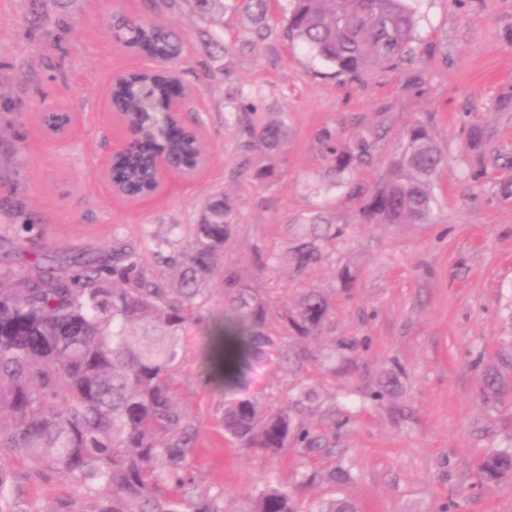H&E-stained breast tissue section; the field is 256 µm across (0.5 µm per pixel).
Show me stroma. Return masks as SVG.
Returning a JSON list of instances; mask_svg holds the SVG:
<instances>
[{"label":"stroma","instance_id":"35a3bbf8","mask_svg":"<svg viewBox=\"0 0 512 512\" xmlns=\"http://www.w3.org/2000/svg\"><path fill=\"white\" fill-rule=\"evenodd\" d=\"M417 25L410 53L352 81L282 33L288 0H273L271 33L253 34L250 14L225 0L215 15L194 0H43L45 22H29L31 0H0V273L33 271L35 254L60 259L112 251L116 238L146 253L159 239L187 243V227L217 195L235 208L224 267L245 276L278 312L317 288L330 315L310 350L357 341L350 358L307 361L298 368L274 358L253 375L249 392L266 409L286 405L312 386L317 402L301 418L319 447L253 454L225 440L216 392L198 372L206 336L191 330L174 376L176 401L199 427L190 495H224V512H244L264 478L296 492L302 506L347 497L360 512H512V483H482L477 463L512 444V407L478 398L485 364L498 361L512 338V112L495 111L512 94V0H410ZM159 20L185 44L177 64L192 92L207 165L189 181L132 206L108 190L103 171L119 128L105 111L114 76L151 66L116 41L114 13ZM64 108L75 123L58 138L45 112ZM288 119L283 145L265 153L241 133ZM428 120L446 153L434 186L430 223L362 224L361 201L331 186L320 142L366 139L372 161L355 175L373 188L388 172L405 130ZM478 126L482 152L467 146ZM274 165L273 183L253 179ZM324 213L344 227L321 262L297 273L261 267L304 233L308 216ZM350 271L352 284L341 274ZM395 393L372 397L386 375ZM350 469L347 482L329 473Z\"/></svg>","mask_w":512,"mask_h":512}]
</instances>
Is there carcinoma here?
I'll return each mask as SVG.
<instances>
[{"label":"carcinoma","mask_w":512,"mask_h":512,"mask_svg":"<svg viewBox=\"0 0 512 512\" xmlns=\"http://www.w3.org/2000/svg\"><path fill=\"white\" fill-rule=\"evenodd\" d=\"M254 19L258 37L271 0H239ZM284 31L352 80L409 52L416 20L406 0H291ZM118 43L170 64L182 42L161 23L143 27L123 18L115 24ZM153 85L158 106L170 97L171 71L125 78L114 97L125 120L136 125L137 101L129 89ZM251 142L278 149L287 135L285 120L245 128ZM332 184H349L370 157L369 144H339L323 133ZM165 152L177 164L203 152L200 141L173 125L123 160L116 179L128 189L152 177L151 157ZM446 157L429 125L417 121L405 132L385 180L365 195L363 224H427L436 197L432 185ZM235 208L213 197L198 222L189 225L188 245L163 257L172 278L147 272L148 257L134 242L117 239L112 257L74 258L80 270L70 278L40 267L34 278L10 274L0 281V512H26L19 483L57 480L75 494L57 499L45 512H224V492L187 496L189 465L198 452V429L175 403L173 374L182 361L190 326L210 336L200 377L224 392L218 423L243 447L271 456L315 440L286 407L276 411L243 394L250 373L275 346L269 326L270 300L238 273L224 272V311L203 315L206 292L224 268V244L233 234ZM314 231L277 255L259 257L263 266L288 263L302 271L322 258L330 241L344 236L322 213L310 219ZM329 305L307 288L293 309L281 315L282 332L300 339L318 336ZM512 396L495 366L480 374L478 397L491 408ZM482 482H512V448L494 450L477 466ZM90 500L93 508L82 507ZM248 512H302L290 494L269 479L254 488ZM313 512H358L354 503L331 500Z\"/></svg>","instance_id":"1"}]
</instances>
